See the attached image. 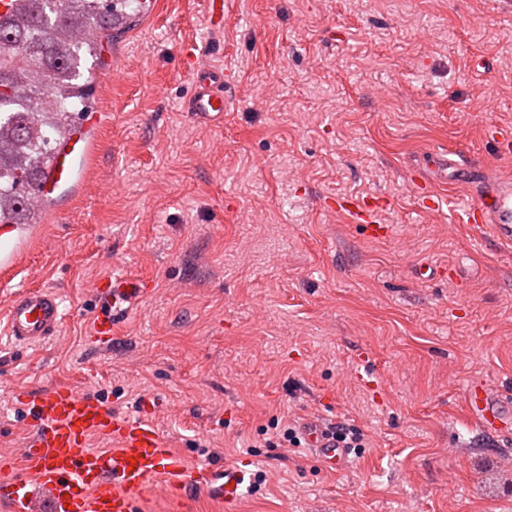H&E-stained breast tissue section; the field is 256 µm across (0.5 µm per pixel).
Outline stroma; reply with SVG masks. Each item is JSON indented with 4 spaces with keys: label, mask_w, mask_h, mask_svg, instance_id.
Segmentation results:
<instances>
[{
    "label": "stroma",
    "mask_w": 512,
    "mask_h": 512,
    "mask_svg": "<svg viewBox=\"0 0 512 512\" xmlns=\"http://www.w3.org/2000/svg\"><path fill=\"white\" fill-rule=\"evenodd\" d=\"M112 35L92 63L91 152L0 273V306L49 286L67 320L34 348L0 339V457L27 434L24 395L87 384L125 415L155 396L190 464L265 472L237 512H512V460L464 401L512 397V267L473 237L463 189L416 198L423 154L495 172L482 126H512V15L493 0H200ZM192 40L224 71V126L191 119ZM380 196L392 233L369 238L334 198ZM151 294L99 350L103 279ZM316 414L366 446L325 472L275 427ZM139 512H222L204 491Z\"/></svg>",
    "instance_id": "1"
}]
</instances>
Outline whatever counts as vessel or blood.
I'll return each mask as SVG.
<instances>
[{"label":"vessel or blood","mask_w":512,"mask_h":512,"mask_svg":"<svg viewBox=\"0 0 512 512\" xmlns=\"http://www.w3.org/2000/svg\"><path fill=\"white\" fill-rule=\"evenodd\" d=\"M159 0H137L114 6L116 27L126 30L140 18L157 12ZM184 56L192 71L193 90L185 107L192 117L208 126L224 124V73L201 58L192 48ZM86 156L81 138H73L68 149L53 157L47 189L70 184L78 165ZM418 186L423 208H430L435 187H466L472 203L467 222L473 235L492 239L495 257L502 266L512 265V175L495 174L476 163L459 161L455 151H434ZM337 211L349 215L356 224L368 225L372 235L386 233L387 225L372 221L368 202L340 199ZM150 293L148 282L115 274L99 288L107 307L94 324L92 334L100 346L112 342L116 322L128 315ZM0 332L18 347L42 344L55 336L64 322L58 295L43 287L13 291ZM470 414L486 433L512 439V400L483 384L468 386L465 393ZM26 404L31 427L9 459L0 460V499L10 512H135L138 501L148 492L181 496L196 488L220 499L232 512L243 495L249 478L240 464L202 463L189 467L182 454L174 452L153 421L159 400L145 398L136 413L112 414L95 395L70 385L34 395ZM301 432L307 445L326 471L347 467L350 449L328 437L321 421L303 423ZM94 435L111 438L108 448H93Z\"/></svg>","instance_id":"vessel-or-blood-1"}]
</instances>
